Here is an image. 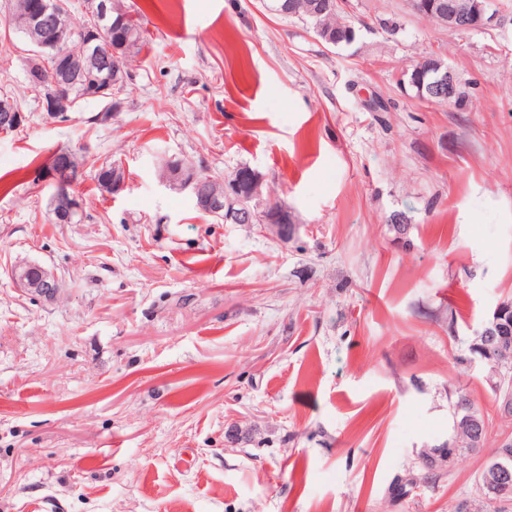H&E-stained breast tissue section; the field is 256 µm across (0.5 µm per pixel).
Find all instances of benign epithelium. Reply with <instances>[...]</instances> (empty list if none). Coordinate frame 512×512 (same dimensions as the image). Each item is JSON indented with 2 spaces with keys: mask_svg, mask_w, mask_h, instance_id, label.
Segmentation results:
<instances>
[{
  "mask_svg": "<svg viewBox=\"0 0 512 512\" xmlns=\"http://www.w3.org/2000/svg\"><path fill=\"white\" fill-rule=\"evenodd\" d=\"M491 0H427L420 8L431 15L442 18V23L452 31H471L487 26L493 19L490 13ZM66 8L65 0H40L33 17L32 25L43 27L51 15ZM95 26L89 31H61L57 37L48 41L35 42V48L45 55L62 58L77 49L78 53L88 58L98 70L112 67L115 50L109 38L108 8L100 0L94 8ZM426 83L421 86V93L430 99L450 98L455 93L456 75L444 60L433 54L425 62ZM42 81L50 84L44 102L45 108L53 113L67 112L73 106L70 100L72 89L60 82L55 72L48 71ZM51 169L47 171L49 180L56 186L51 198V213L60 223H69L73 217L81 213V203L68 190L67 175L80 167V160L74 153L57 151L50 161ZM262 180L251 171L246 175H238L224 188L225 223L250 224L258 217L254 213L253 202L262 197ZM283 208H274L263 214L261 222L266 224L276 235L286 238ZM34 266H18L14 269V280L23 288L44 297H50L56 290L55 275L42 270L39 276L33 275ZM503 307L498 305L493 311L490 325L483 335L492 337L494 348L505 350L512 347V323L502 320ZM483 488L496 495L503 496L512 490V457L500 455L489 459L481 473Z\"/></svg>",
  "mask_w": 512,
  "mask_h": 512,
  "instance_id": "1",
  "label": "benign epithelium"
}]
</instances>
